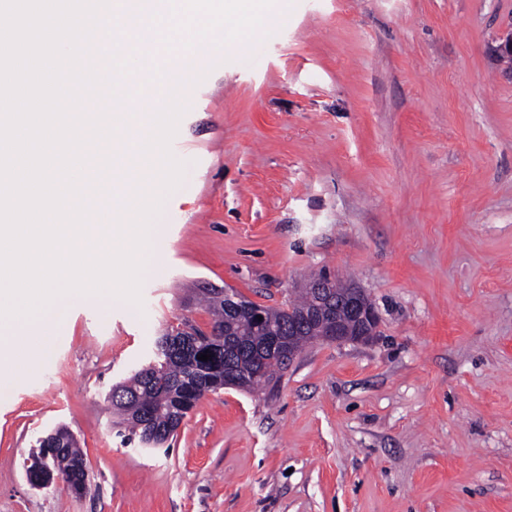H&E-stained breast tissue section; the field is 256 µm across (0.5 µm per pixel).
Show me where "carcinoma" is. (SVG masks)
Returning <instances> with one entry per match:
<instances>
[{"label": "carcinoma", "mask_w": 512, "mask_h": 512, "mask_svg": "<svg viewBox=\"0 0 512 512\" xmlns=\"http://www.w3.org/2000/svg\"><path fill=\"white\" fill-rule=\"evenodd\" d=\"M205 307L212 327L220 331L219 342L201 340L186 352L172 354L167 348L171 337L167 330L156 341L154 361L112 387L110 402L117 424L142 442L146 428L137 415L139 409L153 412L151 429L161 432L153 441L156 447L168 440L164 432L171 415L187 416L205 394L224 388V376L252 391L269 385L288 368V356L270 347L269 331L253 327L247 310L228 311L223 293L212 289L207 292ZM286 340L298 352L313 340L312 329L300 326ZM200 354L209 359H197Z\"/></svg>", "instance_id": "cac0c4a2"}]
</instances>
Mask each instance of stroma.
Here are the masks:
<instances>
[{"label":"stroma","mask_w":512,"mask_h":512,"mask_svg":"<svg viewBox=\"0 0 512 512\" xmlns=\"http://www.w3.org/2000/svg\"><path fill=\"white\" fill-rule=\"evenodd\" d=\"M216 58L170 143L141 306L76 301L0 390V512H512V0H286ZM362 289L367 343L312 341L274 386L124 443L112 386L230 289L280 308ZM66 428L89 490L25 463Z\"/></svg>","instance_id":"1"}]
</instances>
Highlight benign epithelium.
<instances>
[{
    "label": "benign epithelium",
    "instance_id": "benign-epithelium-1",
    "mask_svg": "<svg viewBox=\"0 0 512 512\" xmlns=\"http://www.w3.org/2000/svg\"><path fill=\"white\" fill-rule=\"evenodd\" d=\"M309 287L314 289L316 295V305L312 313L319 315L321 322V330L316 339L336 343L367 342L376 335L379 316L362 289L352 286L346 295L339 298L340 303L346 304L353 315L352 327L345 329L328 313L339 284L327 279L313 282ZM39 443L42 445V453L26 466V476L31 486L41 490L63 482L86 492L87 481L82 476V472L86 471L85 462L73 463L68 477L58 470L57 455L66 445L67 439L49 433L40 437Z\"/></svg>",
    "mask_w": 512,
    "mask_h": 512
}]
</instances>
